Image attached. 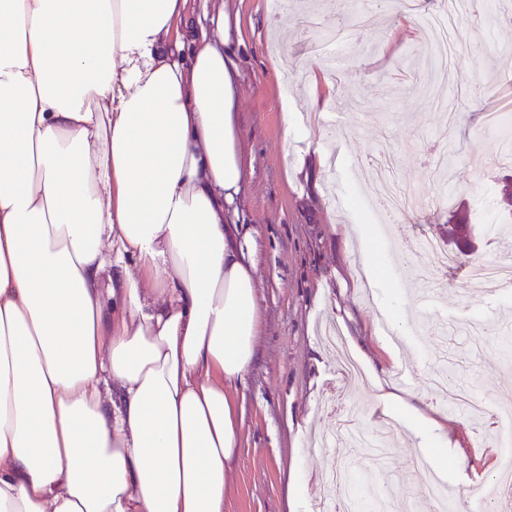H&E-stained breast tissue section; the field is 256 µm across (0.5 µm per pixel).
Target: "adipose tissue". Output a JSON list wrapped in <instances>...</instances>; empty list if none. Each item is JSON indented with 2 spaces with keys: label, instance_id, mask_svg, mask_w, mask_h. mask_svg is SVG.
<instances>
[{
  "label": "adipose tissue",
  "instance_id": "obj_1",
  "mask_svg": "<svg viewBox=\"0 0 512 512\" xmlns=\"http://www.w3.org/2000/svg\"><path fill=\"white\" fill-rule=\"evenodd\" d=\"M213 0H0V512H225L261 316Z\"/></svg>",
  "mask_w": 512,
  "mask_h": 512
}]
</instances>
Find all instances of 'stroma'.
Segmentation results:
<instances>
[{"instance_id": "stroma-1", "label": "stroma", "mask_w": 512, "mask_h": 512, "mask_svg": "<svg viewBox=\"0 0 512 512\" xmlns=\"http://www.w3.org/2000/svg\"><path fill=\"white\" fill-rule=\"evenodd\" d=\"M318 26L304 29L295 8L272 0H224L228 47L236 63L234 110L247 164L241 223L256 240L261 308L257 353L246 387L240 448L226 479V512H311L325 490L321 475L343 454L342 441L320 447L337 415L358 414L389 453L383 469L390 496L424 503L426 473L438 475L456 503L492 483L499 430L492 410L512 389V366L496 346L512 337V291L474 285L476 262L512 259V223L501 190L512 183V151L495 119L512 117V0H418L395 15L382 0L379 20L346 39L338 56L328 41L353 9L350 0H318ZM492 39L486 62L472 52ZM320 66L335 96L322 94L308 67ZM294 133L285 136L283 112ZM456 153L447 182L432 170L436 153ZM391 155L398 183L414 205L389 215L369 175ZM436 239L452 262L439 267L418 242ZM378 262L368 285L364 255ZM335 324L360 365L357 381H340L335 353L321 339ZM450 366L460 387L487 407L479 420L448 411L433 385ZM402 406L378 404L377 385ZM448 417L447 450L420 451L411 408Z\"/></svg>"}]
</instances>
